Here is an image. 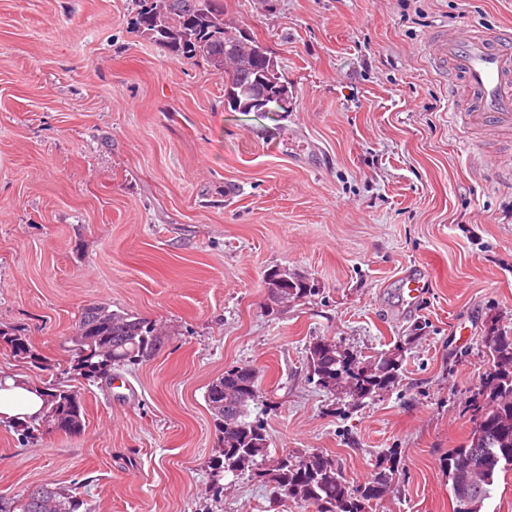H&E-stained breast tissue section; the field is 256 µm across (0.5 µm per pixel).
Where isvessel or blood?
Listing matches in <instances>:
<instances>
[{
	"instance_id": "1",
	"label": "vessel or blood",
	"mask_w": 512,
	"mask_h": 512,
	"mask_svg": "<svg viewBox=\"0 0 512 512\" xmlns=\"http://www.w3.org/2000/svg\"><path fill=\"white\" fill-rule=\"evenodd\" d=\"M425 53L441 76L461 81L468 93L463 106L454 107L452 120L463 126L512 125V32L490 37L472 29L431 34ZM424 274L404 276L401 301L414 308L424 293Z\"/></svg>"
}]
</instances>
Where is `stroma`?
I'll return each instance as SVG.
<instances>
[{"label":"stroma","mask_w":512,"mask_h":512,"mask_svg":"<svg viewBox=\"0 0 512 512\" xmlns=\"http://www.w3.org/2000/svg\"><path fill=\"white\" fill-rule=\"evenodd\" d=\"M292 98L235 112L204 63L133 25L138 0H0V370L80 392L81 433L0 423V496L49 483L86 512H309L215 474L207 385L259 375L268 456L320 452L353 484L385 456L372 512H453L445 462L478 415L482 338L512 329V132L449 119L425 55L437 28L512 30V0H224ZM426 287L408 312L400 277ZM281 268L316 292L274 304ZM92 303L162 330L111 385L73 371ZM406 345L399 385L353 410L310 381L306 347ZM0 339L11 351L14 357L26 360L27 363H37L40 360L38 353L33 349L28 338L20 331L5 332L0 330Z\"/></svg>","instance_id":"1"}]
</instances>
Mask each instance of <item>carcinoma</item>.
Here are the masks:
<instances>
[{
	"label": "carcinoma",
	"mask_w": 512,
	"mask_h": 512,
	"mask_svg": "<svg viewBox=\"0 0 512 512\" xmlns=\"http://www.w3.org/2000/svg\"><path fill=\"white\" fill-rule=\"evenodd\" d=\"M142 35L177 59L201 61L224 77V102L234 112H246L251 88L268 84L278 95L288 96L278 62L267 48L234 31L224 20V0H156L148 9L140 6L134 22ZM234 43L237 53L224 55V46ZM267 285L274 301L286 295L300 300L314 292L308 282L274 271ZM14 357L28 363L40 360L26 335L0 330ZM75 359L73 370L88 380H110L112 369L142 363L155 350L156 328L141 317L114 311L105 304L83 308L70 338ZM484 354L490 364L488 390L478 405V419L465 443L448 452L447 474L455 502L453 512H482L491 497L496 477L512 471V334L497 328L484 336ZM404 350L397 346L379 355L370 371L364 362L336 345L318 340L308 347L307 366L317 384L336 386L341 393L356 396L354 407L378 391L400 382ZM255 369L233 366L207 388L205 400L218 432L215 466L234 476L249 474L269 479L286 497L315 512H367L390 487L395 465L379 462L374 478L352 485L336 461L320 452L286 453L266 467L261 461L268 448L264 426L249 420V407L264 399ZM45 414L57 416L56 431L75 435L84 428L80 393L62 387H46ZM84 502L49 484L22 493L17 499L0 497V512H78Z\"/></svg>",
	"instance_id": "carcinoma-1"
}]
</instances>
